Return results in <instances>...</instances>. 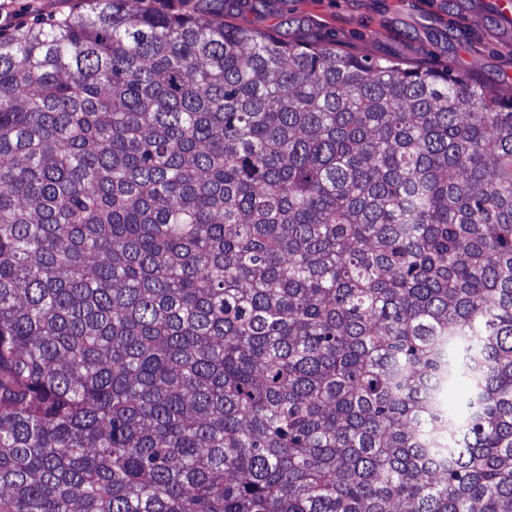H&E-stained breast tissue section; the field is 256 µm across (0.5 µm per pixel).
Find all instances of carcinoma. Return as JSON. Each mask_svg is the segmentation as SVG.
<instances>
[{"label": "carcinoma", "instance_id": "obj_1", "mask_svg": "<svg viewBox=\"0 0 512 512\" xmlns=\"http://www.w3.org/2000/svg\"><path fill=\"white\" fill-rule=\"evenodd\" d=\"M129 2L0 37V512H512V92Z\"/></svg>", "mask_w": 512, "mask_h": 512}]
</instances>
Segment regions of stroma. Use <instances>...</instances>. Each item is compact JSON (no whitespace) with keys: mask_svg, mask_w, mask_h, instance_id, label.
Listing matches in <instances>:
<instances>
[{"mask_svg":"<svg viewBox=\"0 0 512 512\" xmlns=\"http://www.w3.org/2000/svg\"><path fill=\"white\" fill-rule=\"evenodd\" d=\"M23 25L86 12V0H13ZM224 19L330 41L372 58L475 68L512 78V0H226Z\"/></svg>","mask_w":512,"mask_h":512,"instance_id":"1","label":"stroma"}]
</instances>
